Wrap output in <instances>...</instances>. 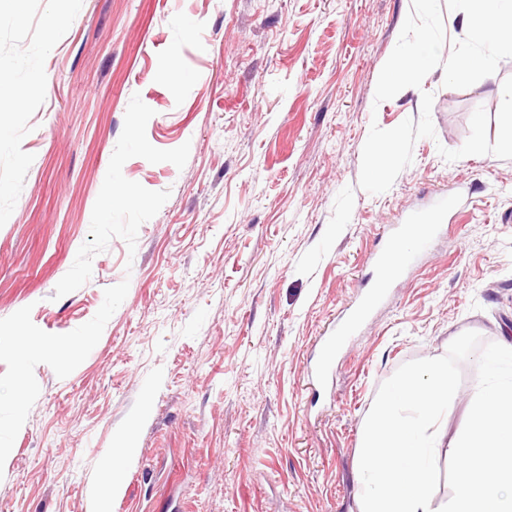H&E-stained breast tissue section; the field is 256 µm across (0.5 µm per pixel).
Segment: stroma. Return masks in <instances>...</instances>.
<instances>
[{"mask_svg":"<svg viewBox=\"0 0 512 512\" xmlns=\"http://www.w3.org/2000/svg\"><path fill=\"white\" fill-rule=\"evenodd\" d=\"M411 0H25L0 11V318L31 306L64 334L128 281L98 344L40 394L0 468L10 512H88L112 437L148 407L112 512H358L361 430L399 366L444 356L466 331L512 343V59L466 89L436 70L375 102ZM392 187L358 185L371 124L419 118ZM156 148L184 167L126 161L169 191L136 249L112 239L91 278L55 288L92 211L133 95ZM481 127H474V116ZM464 192L310 384L318 341L369 286L389 225Z\"/></svg>","mask_w":512,"mask_h":512,"instance_id":"35a3bbf8","label":"stroma"}]
</instances>
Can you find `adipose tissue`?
Segmentation results:
<instances>
[{
    "instance_id": "adipose-tissue-1",
    "label": "adipose tissue",
    "mask_w": 512,
    "mask_h": 512,
    "mask_svg": "<svg viewBox=\"0 0 512 512\" xmlns=\"http://www.w3.org/2000/svg\"><path fill=\"white\" fill-rule=\"evenodd\" d=\"M148 416V408H141L125 429L114 435L113 449L102 460V481L92 492L90 512H112V500L123 487L127 461L136 446L137 428Z\"/></svg>"
}]
</instances>
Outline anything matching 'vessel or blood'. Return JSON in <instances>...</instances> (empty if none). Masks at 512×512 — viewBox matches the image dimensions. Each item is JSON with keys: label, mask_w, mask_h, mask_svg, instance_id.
<instances>
[{"label": "vessel or blood", "mask_w": 512, "mask_h": 512, "mask_svg": "<svg viewBox=\"0 0 512 512\" xmlns=\"http://www.w3.org/2000/svg\"><path fill=\"white\" fill-rule=\"evenodd\" d=\"M433 225L418 226L415 224H396L385 241L383 248L373 253L371 260L375 268V282L356 306L346 315L337 326L334 333L324 337L315 366L316 381H326L332 369L336 353L341 349L348 336H351L369 312L383 300L391 287L405 268L399 259L400 251L415 253L417 250V233L431 234Z\"/></svg>", "instance_id": "b4317fda"}]
</instances>
